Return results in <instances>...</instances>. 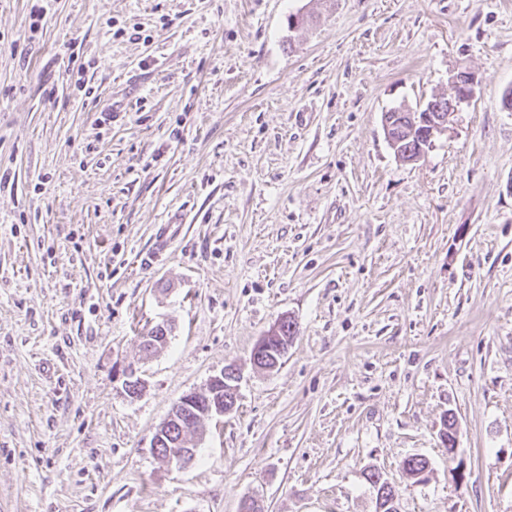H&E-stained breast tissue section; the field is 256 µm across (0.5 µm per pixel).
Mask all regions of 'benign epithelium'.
<instances>
[{"label": "benign epithelium", "mask_w": 512, "mask_h": 512, "mask_svg": "<svg viewBox=\"0 0 512 512\" xmlns=\"http://www.w3.org/2000/svg\"><path fill=\"white\" fill-rule=\"evenodd\" d=\"M478 84L476 76L468 71H461L451 77L452 93L448 95V109L443 110L436 102H429L415 110L420 133L425 144L429 147L439 136L446 133L448 124L460 105L469 101ZM280 323H275L271 329L255 344L252 361L255 367L268 368L267 362L273 357L274 345H281L279 336ZM239 374L233 367H227L220 374L210 378L207 394L190 393L175 405L169 417L156 431L152 441V452L158 454V447L166 444L164 460L179 465L188 464L194 457L195 451L186 444L189 435L199 431L200 425L214 418L224 416L236 404L237 383ZM181 430L180 436H175L173 426Z\"/></svg>", "instance_id": "obj_1"}]
</instances>
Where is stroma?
<instances>
[{
  "label": "stroma",
  "instance_id": "obj_1",
  "mask_svg": "<svg viewBox=\"0 0 512 512\" xmlns=\"http://www.w3.org/2000/svg\"><path fill=\"white\" fill-rule=\"evenodd\" d=\"M30 6L0 0V512H376L372 471L398 512H512V0ZM460 70L401 161L383 113ZM229 365L234 409L158 460ZM478 84L476 76L472 72L461 71L451 77L452 93L448 95V109L443 110L437 102H429L415 111H411L418 119L419 126L415 124V118L411 117V112H388L389 119H394L391 123L393 129L391 131L394 141V153L405 158L407 153L410 156L420 154V145L423 140L429 148H432L434 141L439 136L446 133L448 124L451 122L455 112L458 111L460 105L469 101L474 94V87ZM415 112V113H414ZM443 112H448L445 114ZM421 127V130H420ZM421 135H420V133ZM409 156V157H410ZM282 336L292 337L295 334L294 323L290 320L281 321ZM280 332V321L276 322L271 329L257 341L252 352V361L255 367L260 369H269L267 362L273 357V345H277L280 349V357H284L286 354L285 350L281 345L282 336H277ZM239 379L237 370L227 367L220 374L210 378L207 394L185 395L156 431L151 448L153 454L158 457V447L165 442L167 451L162 459L168 464H188L193 459L195 451L185 444L187 436L197 433L204 420L224 417V414L234 408ZM172 423L181 430L178 438H174Z\"/></svg>",
  "mask_w": 512,
  "mask_h": 512
}]
</instances>
